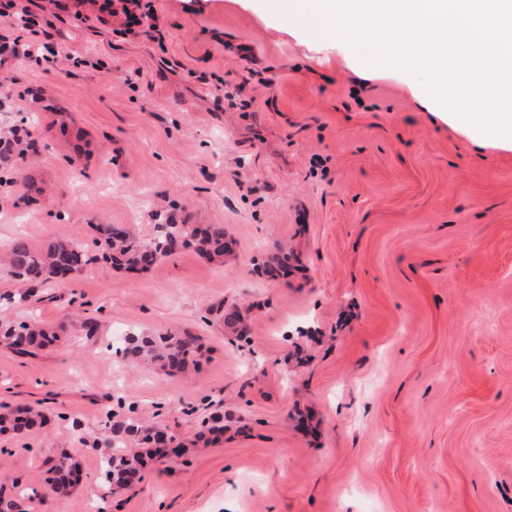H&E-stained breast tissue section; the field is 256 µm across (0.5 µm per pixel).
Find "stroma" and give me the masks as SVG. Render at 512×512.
<instances>
[{"instance_id":"stroma-1","label":"stroma","mask_w":512,"mask_h":512,"mask_svg":"<svg viewBox=\"0 0 512 512\" xmlns=\"http://www.w3.org/2000/svg\"><path fill=\"white\" fill-rule=\"evenodd\" d=\"M152 5L128 37L88 2L63 12L61 50L105 68L5 65L42 99L34 148L0 168V291L19 237L147 241L171 212L223 225L228 250L95 261L0 307L60 335L0 345V404L43 413L0 433L7 494L32 491L28 512H512V150L264 0ZM166 333L200 338L198 371L110 350ZM132 410L178 452L112 492L93 442ZM63 455L79 470L58 495Z\"/></svg>"}]
</instances>
